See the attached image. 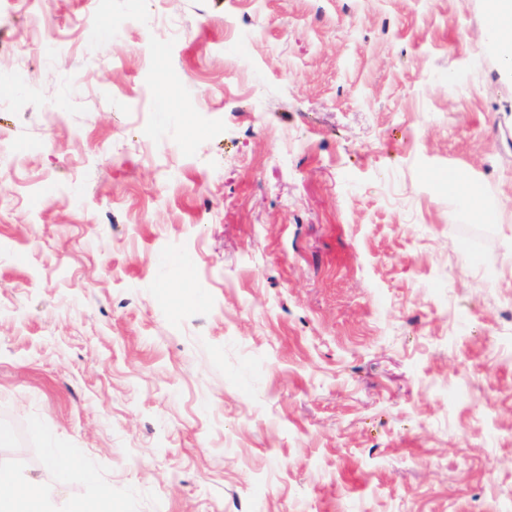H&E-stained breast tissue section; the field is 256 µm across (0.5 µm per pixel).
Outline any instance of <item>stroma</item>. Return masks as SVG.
<instances>
[{
    "label": "stroma",
    "instance_id": "obj_1",
    "mask_svg": "<svg viewBox=\"0 0 512 512\" xmlns=\"http://www.w3.org/2000/svg\"><path fill=\"white\" fill-rule=\"evenodd\" d=\"M488 5L0 0V466L60 512H512Z\"/></svg>",
    "mask_w": 512,
    "mask_h": 512
}]
</instances>
